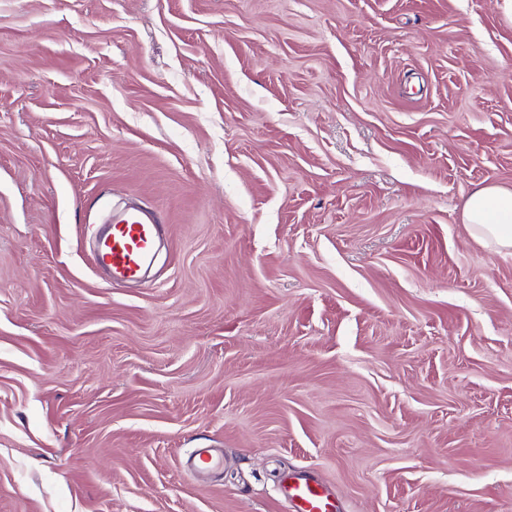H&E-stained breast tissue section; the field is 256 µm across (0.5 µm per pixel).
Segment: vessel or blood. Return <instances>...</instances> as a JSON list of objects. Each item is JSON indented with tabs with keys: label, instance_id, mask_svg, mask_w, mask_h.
<instances>
[{
	"label": "vessel or blood",
	"instance_id": "1",
	"mask_svg": "<svg viewBox=\"0 0 512 512\" xmlns=\"http://www.w3.org/2000/svg\"><path fill=\"white\" fill-rule=\"evenodd\" d=\"M159 208L129 206L112 212L96 234L94 263L109 279L138 280L156 255L165 231ZM284 496L294 512H334L330 494L316 481L301 479L285 485Z\"/></svg>",
	"mask_w": 512,
	"mask_h": 512
}]
</instances>
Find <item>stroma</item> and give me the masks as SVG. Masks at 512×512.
Listing matches in <instances>:
<instances>
[{
  "instance_id": "35a3bbf8",
  "label": "stroma",
  "mask_w": 512,
  "mask_h": 512,
  "mask_svg": "<svg viewBox=\"0 0 512 512\" xmlns=\"http://www.w3.org/2000/svg\"><path fill=\"white\" fill-rule=\"evenodd\" d=\"M488 183L505 0H0V512H512ZM128 199L136 287L89 247ZM470 235L496 251L512 250V187L488 184L472 192L462 214ZM163 211L129 206L112 214L96 232L94 263L109 279L138 280L156 255L165 231ZM283 488V494L293 504L294 512H334L330 494L314 480L303 478Z\"/></svg>"
}]
</instances>
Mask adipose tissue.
<instances>
[{"instance_id":"adipose-tissue-1","label":"adipose tissue","mask_w":512,"mask_h":512,"mask_svg":"<svg viewBox=\"0 0 512 512\" xmlns=\"http://www.w3.org/2000/svg\"><path fill=\"white\" fill-rule=\"evenodd\" d=\"M462 219L470 235L484 246L512 250V187L488 184L474 190Z\"/></svg>"}]
</instances>
